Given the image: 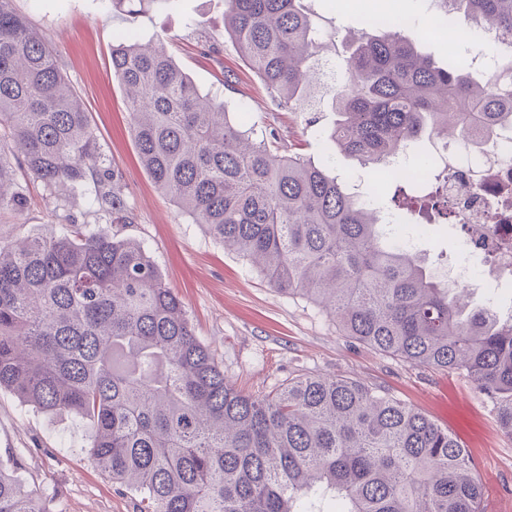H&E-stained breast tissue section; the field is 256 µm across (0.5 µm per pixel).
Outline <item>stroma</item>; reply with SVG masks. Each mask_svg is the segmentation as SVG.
Here are the masks:
<instances>
[{
    "label": "stroma",
    "instance_id": "obj_1",
    "mask_svg": "<svg viewBox=\"0 0 512 512\" xmlns=\"http://www.w3.org/2000/svg\"><path fill=\"white\" fill-rule=\"evenodd\" d=\"M15 10L52 47L66 82L82 98L106 166L126 186L132 222L124 235L143 243L167 286L182 301L199 340L215 350L225 378L236 386L271 390L302 373L356 379L389 392L453 432L474 455L497 512H512V437L501 432L483 396L467 378L410 364L363 345L339 330L320 306L300 295L270 288L243 258L224 249L203 226L182 214L141 166L123 88L112 77V46L119 35L140 41L164 37L179 66L202 90L224 95L230 118L257 134L275 132L279 153L300 152L320 160L319 132L331 120L322 102L311 112L276 108L237 46L224 37V0H176L168 10L131 15L111 0H13ZM328 37L322 56L341 59L347 33L370 28L372 13L412 17L418 49L438 64L449 55L468 57L479 29H461L456 46L436 33L427 0H313ZM236 77L224 88L225 73ZM30 205L0 215V239L49 237L66 219L109 224L107 215L65 190L48 198L28 182ZM85 423L68 413L47 415L0 392V458L18 455L19 476L39 486L51 512H133L132 498L115 489L87 450Z\"/></svg>",
    "mask_w": 512,
    "mask_h": 512
}]
</instances>
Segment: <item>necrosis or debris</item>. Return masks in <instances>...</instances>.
<instances>
[{
	"instance_id": "4bbe7bcc",
	"label": "necrosis or debris",
	"mask_w": 512,
	"mask_h": 512,
	"mask_svg": "<svg viewBox=\"0 0 512 512\" xmlns=\"http://www.w3.org/2000/svg\"><path fill=\"white\" fill-rule=\"evenodd\" d=\"M444 160L445 198L464 235L460 257L448 264L450 287L465 295L484 292L496 305V291L512 285V131L498 135L479 154L438 145Z\"/></svg>"
}]
</instances>
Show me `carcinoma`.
<instances>
[{
	"mask_svg": "<svg viewBox=\"0 0 512 512\" xmlns=\"http://www.w3.org/2000/svg\"><path fill=\"white\" fill-rule=\"evenodd\" d=\"M0 0V210L27 207L23 170L47 192L130 223L121 175L104 166L79 96L47 42ZM460 26L512 38V0H443ZM170 0H112L139 14ZM224 34L278 108L304 110L324 38L307 0H224ZM330 90L327 157L278 155L228 103L202 93L162 38L126 34L112 76L157 188L266 282L300 292L359 343L463 374L512 436V320L463 301L425 260L390 244L379 212L336 175V152L376 167L422 134L465 149L512 128V92L382 30L349 40ZM392 202L452 222L440 190ZM81 418L93 463L135 512H487L478 463L448 430L389 392L301 374L268 392L229 384L182 302L136 239L70 223L0 239V391ZM0 459V512H50Z\"/></svg>",
	"mask_w": 512,
	"mask_h": 512,
	"instance_id": "carcinoma-1",
	"label": "carcinoma"
}]
</instances>
